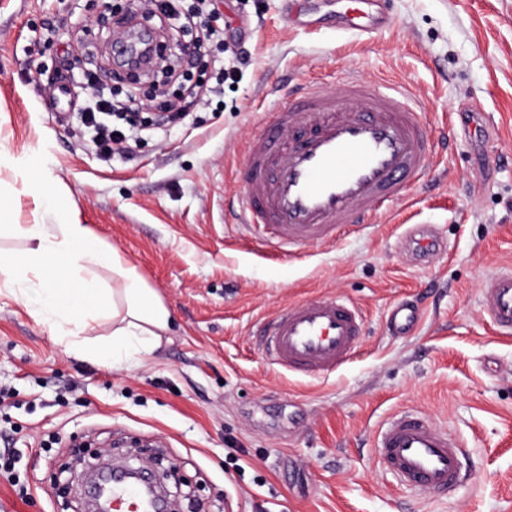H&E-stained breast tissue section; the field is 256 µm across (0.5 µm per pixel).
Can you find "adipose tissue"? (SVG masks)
<instances>
[{"instance_id":"adipose-tissue-1","label":"adipose tissue","mask_w":512,"mask_h":512,"mask_svg":"<svg viewBox=\"0 0 512 512\" xmlns=\"http://www.w3.org/2000/svg\"><path fill=\"white\" fill-rule=\"evenodd\" d=\"M23 189L58 221L15 225V232L33 246L25 250L23 259L0 261V282L13 286L18 296L37 289L34 316L57 331L71 327L65 343L75 352L87 349L84 330L107 319L112 322V342L104 348V357L119 363L128 351L156 350L171 329V313L159 295L143 285L119 250H103L57 192L40 188L34 179L24 180ZM97 266L121 277L123 287L103 288L93 275Z\"/></svg>"}]
</instances>
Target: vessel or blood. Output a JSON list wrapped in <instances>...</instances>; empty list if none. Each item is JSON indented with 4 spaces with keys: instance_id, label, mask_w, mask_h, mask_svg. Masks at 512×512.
I'll return each mask as SVG.
<instances>
[{
    "instance_id": "1",
    "label": "vessel or blood",
    "mask_w": 512,
    "mask_h": 512,
    "mask_svg": "<svg viewBox=\"0 0 512 512\" xmlns=\"http://www.w3.org/2000/svg\"><path fill=\"white\" fill-rule=\"evenodd\" d=\"M362 2L348 0L347 30L359 36L388 25L385 15L364 14ZM436 147L421 106L400 84L355 74L337 87L300 84L246 145L238 220L269 227L284 251L333 241L346 227L366 230L424 174ZM409 242L423 259L440 249L425 231L411 232ZM481 304L499 337L511 339L512 268L483 280ZM420 319L417 306L401 302L388 323L395 332L410 334ZM363 334L361 311L336 296L290 304L262 330L272 364L304 376L344 366ZM374 446L380 464L405 485L445 495L466 479L460 441L425 415H393L377 431ZM103 494L112 512H142L140 491L132 483L114 480Z\"/></svg>"
}]
</instances>
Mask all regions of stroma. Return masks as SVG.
<instances>
[{
  "label": "stroma",
  "mask_w": 512,
  "mask_h": 512,
  "mask_svg": "<svg viewBox=\"0 0 512 512\" xmlns=\"http://www.w3.org/2000/svg\"><path fill=\"white\" fill-rule=\"evenodd\" d=\"M110 2L98 20L90 0H0V151L126 255L173 327L114 365L57 340L33 314L37 290L0 294V452L29 489L0 477V512H83L75 461L101 452L174 465L182 512H512V341L480 307L483 279L512 265V0H375L394 24L368 39L340 30V0H217L224 33L191 74L210 103L161 122L180 83L161 98L140 83L133 151L107 159L79 110L128 87L111 52L124 0ZM228 65L242 72L233 88L218 83ZM352 69L409 85L432 136L459 145L370 230L280 251L235 219L242 146L290 85H336ZM62 76L67 103L51 95ZM0 183L17 190L10 223H53L13 171ZM414 225L440 241L434 261L412 256ZM331 295L365 317L349 363L321 377L270 365L261 324ZM402 299L423 311L406 336L386 324ZM407 409L461 440L470 479L453 496L380 465L374 436Z\"/></svg>",
  "instance_id": "35a3bbf8"
}]
</instances>
